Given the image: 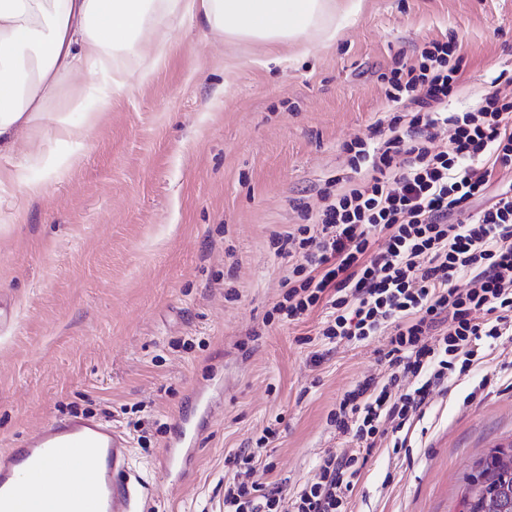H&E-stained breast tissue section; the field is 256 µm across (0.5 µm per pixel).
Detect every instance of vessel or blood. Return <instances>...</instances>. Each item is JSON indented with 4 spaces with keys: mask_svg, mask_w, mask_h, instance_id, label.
<instances>
[{
    "mask_svg": "<svg viewBox=\"0 0 512 512\" xmlns=\"http://www.w3.org/2000/svg\"><path fill=\"white\" fill-rule=\"evenodd\" d=\"M202 428L182 417L162 456L166 468L190 460ZM130 440L104 421L65 418L27 436L22 447L0 453V512H153L152 492L131 468ZM79 472L83 482L53 492L56 475Z\"/></svg>",
    "mask_w": 512,
    "mask_h": 512,
    "instance_id": "b4317fda",
    "label": "vessel or blood"
}]
</instances>
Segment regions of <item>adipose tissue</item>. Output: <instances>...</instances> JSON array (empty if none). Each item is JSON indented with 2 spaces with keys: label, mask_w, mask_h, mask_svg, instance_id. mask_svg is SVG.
I'll list each match as a JSON object with an SVG mask.
<instances>
[{
  "label": "adipose tissue",
  "mask_w": 512,
  "mask_h": 512,
  "mask_svg": "<svg viewBox=\"0 0 512 512\" xmlns=\"http://www.w3.org/2000/svg\"><path fill=\"white\" fill-rule=\"evenodd\" d=\"M336 9L335 0H0V193L40 194L13 155L21 134H52L79 145L94 128L89 108L112 103L127 86V64L145 61L149 37L191 20L216 37L277 45L296 42ZM107 77L94 89L68 90L86 69Z\"/></svg>",
  "instance_id": "adipose-tissue-1"
}]
</instances>
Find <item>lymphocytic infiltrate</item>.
<instances>
[{
  "instance_id": "obj_1",
  "label": "lymphocytic infiltrate",
  "mask_w": 512,
  "mask_h": 512,
  "mask_svg": "<svg viewBox=\"0 0 512 512\" xmlns=\"http://www.w3.org/2000/svg\"><path fill=\"white\" fill-rule=\"evenodd\" d=\"M462 69L452 40L396 62L387 97L404 111L380 142L346 146L365 175L277 237L297 241L304 261L275 312L298 321L322 311L318 344L386 335L389 373L344 394L330 421L348 449L324 453L314 480L291 494L253 480L260 449L230 457L224 512H276L285 499L292 512H350L378 436L411 427L433 392L512 335V99L490 90L449 111Z\"/></svg>"
}]
</instances>
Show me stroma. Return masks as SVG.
I'll return each instance as SVG.
<instances>
[{"instance_id":"35a3bbf8","label":"stroma","mask_w":512,"mask_h":512,"mask_svg":"<svg viewBox=\"0 0 512 512\" xmlns=\"http://www.w3.org/2000/svg\"><path fill=\"white\" fill-rule=\"evenodd\" d=\"M337 37L267 47L218 40L194 23L161 37L147 81L103 110L75 149L21 135L15 161L71 151L36 197L0 201V452L44 424L111 421L157 512H224L226 458L278 435L255 477L293 488L326 451L345 448L329 420L343 394L382 378L386 339L322 346L320 313L269 319L301 256L276 252L321 192L352 177L346 143L395 105L383 73L432 40L464 58L450 108L473 105L512 72V0H336ZM45 179V178H44ZM211 389L204 438L185 475L160 460L191 392ZM512 444V338L468 377L433 394L408 445L384 435L352 493V512H463L475 461Z\"/></svg>"}]
</instances>
